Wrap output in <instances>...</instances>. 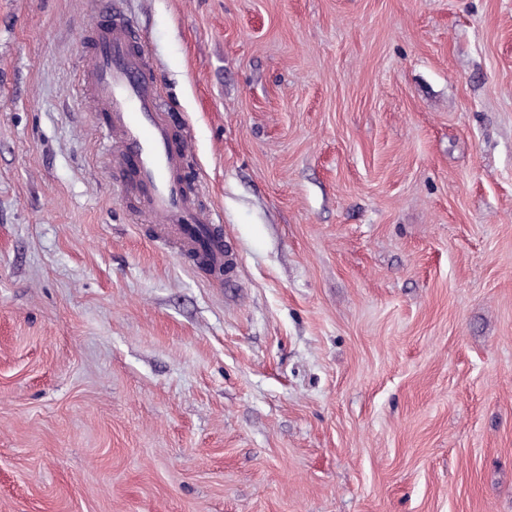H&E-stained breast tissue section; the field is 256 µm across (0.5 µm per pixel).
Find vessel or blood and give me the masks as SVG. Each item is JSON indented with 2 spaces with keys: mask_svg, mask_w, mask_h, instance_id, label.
<instances>
[{
  "mask_svg": "<svg viewBox=\"0 0 512 512\" xmlns=\"http://www.w3.org/2000/svg\"><path fill=\"white\" fill-rule=\"evenodd\" d=\"M106 9L110 23L95 37L83 82L93 111L110 115L104 136L113 148L112 168L125 173L127 160L135 159L143 209L161 229L180 233L184 248L203 254L212 268L231 266L236 253L223 238L206 234L216 222L214 215L199 210L178 179L188 141L172 135L157 103L147 57L136 46L133 24L118 0H107Z\"/></svg>",
  "mask_w": 512,
  "mask_h": 512,
  "instance_id": "obj_1",
  "label": "vessel or blood"
}]
</instances>
